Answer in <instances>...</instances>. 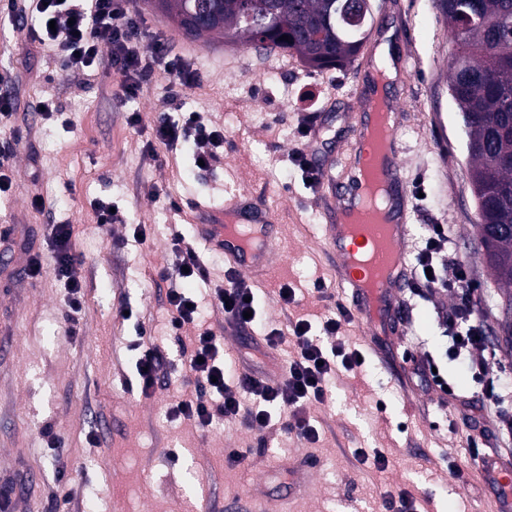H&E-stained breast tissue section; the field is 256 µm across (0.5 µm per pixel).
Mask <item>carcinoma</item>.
<instances>
[{"label": "carcinoma", "mask_w": 512, "mask_h": 512, "mask_svg": "<svg viewBox=\"0 0 512 512\" xmlns=\"http://www.w3.org/2000/svg\"><path fill=\"white\" fill-rule=\"evenodd\" d=\"M160 13L188 37L238 41L297 54L309 69L344 67L369 40L372 7L356 18L346 0H161ZM456 51L448 92L466 138L478 235L496 281L512 288V0H434ZM201 9L210 27L191 22ZM289 40H282V36Z\"/></svg>", "instance_id": "carcinoma-1"}]
</instances>
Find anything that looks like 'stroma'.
<instances>
[{"instance_id":"obj_1","label":"stroma","mask_w":512,"mask_h":512,"mask_svg":"<svg viewBox=\"0 0 512 512\" xmlns=\"http://www.w3.org/2000/svg\"><path fill=\"white\" fill-rule=\"evenodd\" d=\"M372 4L361 61H375L388 32L395 58L406 61L390 90L400 112L402 175L413 198L406 251L414 253L426 225H447L448 252L479 285L474 300L496 352L495 372L510 383L512 297L498 287L478 248L465 136L448 94L455 45L433 0ZM134 7L194 58L202 85L184 107L204 113L229 140L206 169L194 166L188 149L147 153L146 133L127 124L128 113L159 108L164 75L123 103L113 96V73L62 72L31 43L26 27L0 24V74L8 77L0 93L13 95L14 123L28 132L9 173L11 187L0 193V225L9 227V254L0 259V483L15 486L14 512H186L202 492L210 512H381L386 492L399 490L428 512H500L463 443L472 427L511 422L512 411L501 415L483 404L480 385L448 359L438 321L453 302L449 295L415 299L407 312L425 340L422 353L438 363L455 398L420 385L412 362L398 356L386 363L372 354L369 326L354 319L342 339L363 351L366 363L336 372L331 400L312 406L318 442L298 441L275 426L258 431L236 421L203 430L171 416V407L193 392L173 367L195 329L171 332L167 285L158 277L172 261V230L194 236L191 225H174L170 202L217 206L236 191L275 204L282 236L272 270L254 285L261 318L281 330L299 317L320 327L331 307L310 288L321 278L337 292L339 279L316 189L291 161L294 132L314 123L321 135L310 148L340 155L354 123V96L367 93L368 82L358 63L312 71L290 52L270 59L247 43L203 51L143 0ZM38 99L55 102L65 119L34 111ZM36 197L42 210L30 205ZM100 202L116 209L114 222L98 223ZM54 224L72 225L81 260L86 297L74 340L65 334L64 289L49 267ZM140 224L143 242L134 233ZM32 253L45 265L33 278L26 273ZM285 286L295 290L293 303L279 297ZM335 300L344 297L337 292ZM125 305L138 321L122 320ZM139 322L171 358L146 396L127 387L135 376L129 344ZM51 434L61 447L48 444ZM261 438L265 455L251 466L226 462L229 450L254 447ZM360 448L382 450L386 468L361 464ZM301 462L313 466L306 491L284 501L292 468ZM452 464L464 470V480L449 475Z\"/></svg>"}]
</instances>
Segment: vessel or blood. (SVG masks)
I'll list each match as a JSON object with an SVG mask.
<instances>
[{
    "mask_svg": "<svg viewBox=\"0 0 512 512\" xmlns=\"http://www.w3.org/2000/svg\"><path fill=\"white\" fill-rule=\"evenodd\" d=\"M359 118L339 164L311 157L318 200L329 214L327 240L351 310L380 334H401L402 294L409 286L403 240L412 200L401 175L402 143L390 122L383 144L370 132L376 117L371 103L359 102ZM196 237L224 255L237 273L266 272L278 237L275 210L235 193L217 208L197 207Z\"/></svg>",
    "mask_w": 512,
    "mask_h": 512,
    "instance_id": "obj_1",
    "label": "vessel or blood"
}]
</instances>
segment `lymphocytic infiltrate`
Segmentation results:
<instances>
[{
    "mask_svg": "<svg viewBox=\"0 0 512 512\" xmlns=\"http://www.w3.org/2000/svg\"><path fill=\"white\" fill-rule=\"evenodd\" d=\"M26 2V7L21 8L17 0H0V15L13 24L21 19L29 20L31 41L52 52L62 71L113 70L118 78L115 95L124 102L138 97L156 74H165V109L157 111L148 121L138 112L129 113L127 117L130 127L149 131L146 142L149 152L160 148L173 152L191 142L197 146V156L204 163L214 160L215 148L224 144L223 133L208 129L200 113L184 112L175 117L168 111L169 105L180 101L200 84L199 72L192 69L184 54L176 52L170 38L148 30L143 17L134 10L132 0ZM15 111L14 98L1 94L0 124L8 126L10 135L0 141V192L8 187V172L16 147L24 139L22 129L12 123ZM71 238L70 225H52L49 234L52 270L64 286L66 332L74 337L78 334L85 291ZM448 241L447 230L429 225L410 271L409 295L414 298L430 297L439 292L454 294V303L442 316L449 338L448 354L455 359L464 358L466 370L481 385L486 400L500 406L504 403V388L485 355L487 336L475 314V288L470 271L459 262L444 264L437 260ZM171 250L175 257L172 268L159 273L161 280L169 284L170 329L177 334L190 324L198 328L186 360L195 384V395L178 402L171 410L172 415L193 420L202 429L218 419L227 422L240 419L248 426L266 428L271 425L273 414L279 413L284 417L282 426L288 433L309 443L317 441L318 431L311 422V406L330 399L332 373L340 368L351 371L359 366L358 349L349 348L339 338L342 326L350 319L348 311L340 308L334 316L326 318L318 336L313 334L312 325L306 320L291 323L296 350L286 363L279 383L269 384L255 371L226 375L214 333L211 328L201 326L200 306L192 302L182 287L186 281H207V263L181 234H173ZM253 294V289L244 280L231 276L226 287L213 290L211 306L223 314L225 323L231 328L249 332L260 322L258 303ZM136 332L130 347L137 353L136 385L145 395L155 386L164 358L144 326H137ZM494 440L504 444L512 442V423L465 437L473 463L492 487L497 484L499 471L491 459L489 447Z\"/></svg>",
    "mask_w": 512,
    "mask_h": 512,
    "instance_id": "1",
    "label": "lymphocytic infiltrate"
}]
</instances>
